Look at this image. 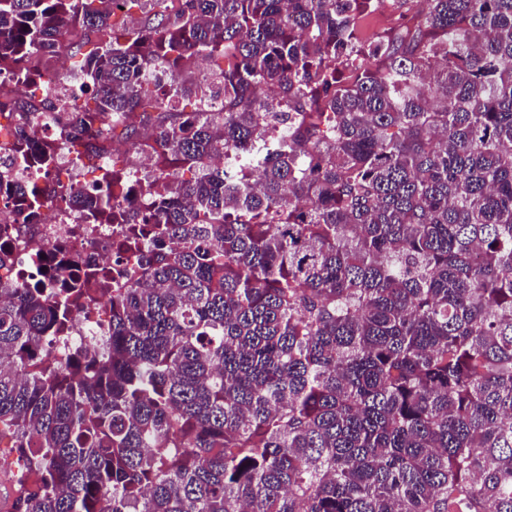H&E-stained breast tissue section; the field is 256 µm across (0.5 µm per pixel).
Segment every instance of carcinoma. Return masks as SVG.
Returning <instances> with one entry per match:
<instances>
[{"label": "carcinoma", "instance_id": "obj_1", "mask_svg": "<svg viewBox=\"0 0 512 512\" xmlns=\"http://www.w3.org/2000/svg\"><path fill=\"white\" fill-rule=\"evenodd\" d=\"M409 2L0 0V73L81 56L55 119L82 164L152 156L144 212L127 164L92 196L23 188L143 247L0 282L12 512H512V0H425L361 42ZM99 306L108 335L47 357ZM384 9H379L377 13L369 16L363 23V35L367 38L375 37L387 33L390 28L397 26V13L390 11L386 14L381 13Z\"/></svg>", "mask_w": 512, "mask_h": 512}]
</instances>
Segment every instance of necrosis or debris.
I'll return each mask as SVG.
<instances>
[{
    "mask_svg": "<svg viewBox=\"0 0 512 512\" xmlns=\"http://www.w3.org/2000/svg\"><path fill=\"white\" fill-rule=\"evenodd\" d=\"M26 93L67 104L76 94V83L63 80L60 69L40 65L24 84ZM30 135L36 142L51 143L55 124L48 114L11 112L0 116V184L16 186L38 178L51 182L61 177L87 193H94L99 181L78 163L75 153L57 148L53 169L38 174L12 152L16 133ZM125 237L117 224L82 223L78 211L45 204L36 217H29L22 196L0 193V279L21 280L38 275L42 268L58 266L60 276L71 284L83 282L90 268L111 269L118 258L116 244Z\"/></svg>",
    "mask_w": 512,
    "mask_h": 512,
    "instance_id": "obj_1",
    "label": "necrosis or debris"
}]
</instances>
